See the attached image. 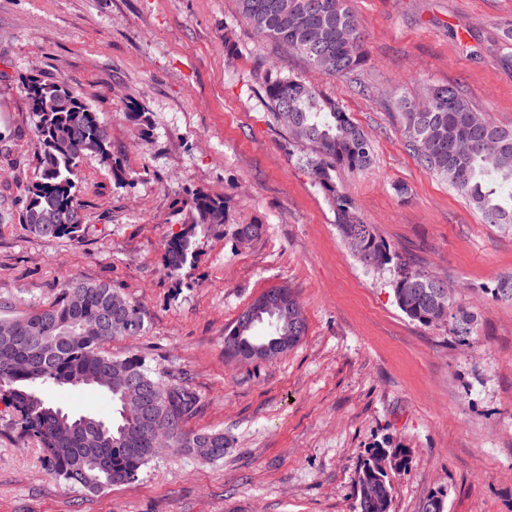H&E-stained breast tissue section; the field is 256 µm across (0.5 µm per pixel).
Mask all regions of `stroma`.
I'll use <instances>...</instances> for the list:
<instances>
[{
    "mask_svg": "<svg viewBox=\"0 0 512 512\" xmlns=\"http://www.w3.org/2000/svg\"><path fill=\"white\" fill-rule=\"evenodd\" d=\"M367 61L347 77L259 39L235 0H0V301L44 305L68 279L107 282L145 315L113 356H145L200 399L186 428L220 431L223 459L161 449L134 482L90 496L49 472L0 408V512H353L370 449L403 448L390 512H512V228L485 223L404 146L391 91L459 88L512 129V69L499 28L512 0H350ZM340 100L370 137L373 165L339 172L359 214L411 265L447 282L473 318L468 344L398 308L389 271L364 269L336 212L289 156L266 102L269 69ZM65 81L105 124L111 164L78 167V239H44L19 219L37 172L35 118L21 80ZM141 112V120L130 117ZM201 190L225 222L200 229L195 261L168 277L165 243ZM243 224L265 225L240 242ZM285 286L307 333L274 360L224 354V331L264 290ZM108 419L92 387L48 392Z\"/></svg>",
    "mask_w": 512,
    "mask_h": 512,
    "instance_id": "35a3bbf8",
    "label": "stroma"
}]
</instances>
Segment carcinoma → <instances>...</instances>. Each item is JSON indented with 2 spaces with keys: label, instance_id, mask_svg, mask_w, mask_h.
<instances>
[{
  "label": "carcinoma",
  "instance_id": "carcinoma-1",
  "mask_svg": "<svg viewBox=\"0 0 512 512\" xmlns=\"http://www.w3.org/2000/svg\"><path fill=\"white\" fill-rule=\"evenodd\" d=\"M241 18L261 38L334 76H346L365 62L362 35L349 0H237ZM34 95L39 167L21 198L20 223L41 238H77L84 224L79 200V159L95 154L112 163L107 131L98 112L66 83L23 82ZM264 92L272 115L288 129L289 154L305 167L315 185L336 207L337 229L366 269H389L398 308L412 321L430 327L448 325L464 344L472 336L470 315L454 306L446 283L411 267L357 214L352 198L336 182V170L368 169L372 144L341 107L319 88L297 76L270 70ZM403 109L408 148L419 164L464 195L487 224H512V208L504 206L489 185L512 184V129L477 119L476 112L452 86L431 89L421 102L398 98ZM191 220L166 243L162 265L180 277L198 253L197 228L224 223V201L204 192L191 193ZM14 304L0 303V403L11 410L20 436L35 442L48 470L87 494L138 478L155 456L156 435L140 422L124 417L131 387L154 421L168 427V447L210 460L224 458V433L190 432L185 424L200 408L188 385L164 380L137 354L115 358L105 349L124 336L115 323L129 316L132 335L145 329L141 307L107 282L66 281L53 301L20 315ZM306 333L301 308L286 287L258 295L224 334V354L243 360L263 359L256 349L280 337L288 348ZM51 385L97 387L112 398V419L76 415L54 405L44 394ZM95 456L109 479L95 482L84 460ZM406 470L400 448H373L360 468L354 512H389L393 485L386 465Z\"/></svg>",
  "mask_w": 512,
  "mask_h": 512
}]
</instances>
